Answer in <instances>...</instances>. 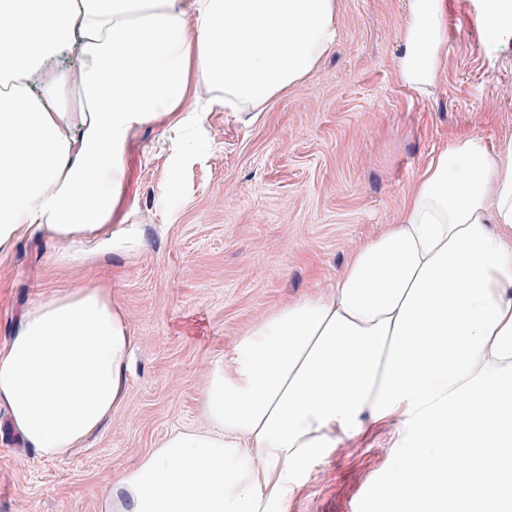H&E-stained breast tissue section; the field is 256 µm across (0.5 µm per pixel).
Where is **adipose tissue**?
Returning a JSON list of instances; mask_svg holds the SVG:
<instances>
[{
  "label": "adipose tissue",
  "mask_w": 512,
  "mask_h": 512,
  "mask_svg": "<svg viewBox=\"0 0 512 512\" xmlns=\"http://www.w3.org/2000/svg\"><path fill=\"white\" fill-rule=\"evenodd\" d=\"M336 0H0V250L24 234L59 260L136 253L114 223L123 154L161 122L182 142L202 86L230 114L262 109L337 39ZM447 0H406L400 83L431 95ZM485 45L512 39V0H482ZM78 48V78L41 75ZM134 337L111 289L24 309L0 347V408L23 447L66 457L129 395ZM207 428L167 435L104 493L107 512H287L288 478L390 427L391 512H477L512 502V140L455 136L416 181L399 223L334 283L237 338L200 397Z\"/></svg>",
  "instance_id": "1"
}]
</instances>
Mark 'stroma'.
<instances>
[{
    "instance_id": "stroma-1",
    "label": "stroma",
    "mask_w": 512,
    "mask_h": 512,
    "mask_svg": "<svg viewBox=\"0 0 512 512\" xmlns=\"http://www.w3.org/2000/svg\"><path fill=\"white\" fill-rule=\"evenodd\" d=\"M480 0H448V52L434 93L396 75L403 0H338V40L301 82L249 120L198 95L186 146L147 124L125 152L127 221L144 245L64 265L24 237L0 253V344L38 299L90 284L124 303L136 338L129 397L68 456L48 460L0 428V512H105L103 489L168 433L200 428L209 369L284 302L332 284L352 254L398 223L429 159L450 136L497 149L512 139V41L488 51ZM400 448L371 427L296 476L288 512H390Z\"/></svg>"
}]
</instances>
